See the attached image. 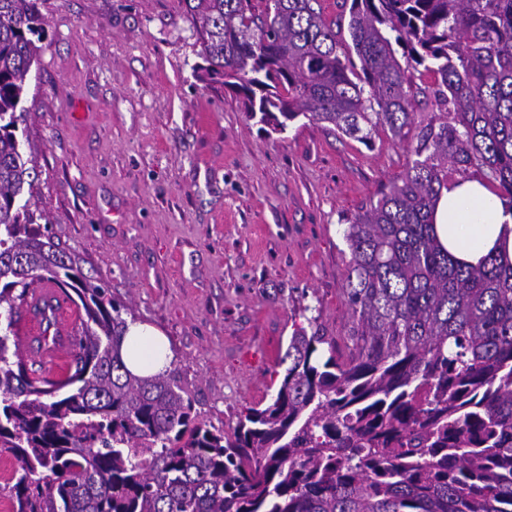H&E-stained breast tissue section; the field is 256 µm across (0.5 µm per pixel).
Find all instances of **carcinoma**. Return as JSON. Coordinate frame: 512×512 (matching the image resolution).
Here are the masks:
<instances>
[{
  "label": "carcinoma",
  "instance_id": "obj_1",
  "mask_svg": "<svg viewBox=\"0 0 512 512\" xmlns=\"http://www.w3.org/2000/svg\"><path fill=\"white\" fill-rule=\"evenodd\" d=\"M198 79L275 131L302 116L410 160L347 219L353 350L294 328L275 395L227 431L176 372L121 356L124 306L45 237L17 139L45 20L0 0V452L13 512H512V261L461 263L434 213L448 170L512 204V0H351V43L320 0H188ZM402 57H397V50ZM437 112L416 121L414 81ZM44 283L78 314L65 378L33 375L19 310ZM328 348H323V345Z\"/></svg>",
  "mask_w": 512,
  "mask_h": 512
}]
</instances>
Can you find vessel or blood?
I'll return each instance as SVG.
<instances>
[{"label":"vessel or blood","mask_w":512,"mask_h":512,"mask_svg":"<svg viewBox=\"0 0 512 512\" xmlns=\"http://www.w3.org/2000/svg\"><path fill=\"white\" fill-rule=\"evenodd\" d=\"M47 309L53 314V326L49 329L42 324ZM76 333V314L57 288L45 284L28 295L18 341L24 353L36 358L41 367L40 377L57 379L66 373Z\"/></svg>","instance_id":"b4317fda"}]
</instances>
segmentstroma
Instances as JSON below:
<instances>
[{
    "label": "stroma",
    "instance_id": "obj_1",
    "mask_svg": "<svg viewBox=\"0 0 512 512\" xmlns=\"http://www.w3.org/2000/svg\"><path fill=\"white\" fill-rule=\"evenodd\" d=\"M39 7L17 136L41 230L167 337L195 409L231 429L275 394L295 326L317 319L345 345L344 220L405 169L406 146L304 118L264 132L241 98L197 79L186 0Z\"/></svg>",
    "mask_w": 512,
    "mask_h": 512
}]
</instances>
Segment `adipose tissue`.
I'll return each mask as SVG.
<instances>
[{
  "label": "adipose tissue",
  "instance_id": "obj_1",
  "mask_svg": "<svg viewBox=\"0 0 512 512\" xmlns=\"http://www.w3.org/2000/svg\"><path fill=\"white\" fill-rule=\"evenodd\" d=\"M434 222L440 242L458 261L475 265L492 251L512 259V204L482 180L449 185L437 203ZM122 358L142 378L165 371L171 360L163 337L138 324L128 327Z\"/></svg>",
  "mask_w": 512,
  "mask_h": 512
}]
</instances>
